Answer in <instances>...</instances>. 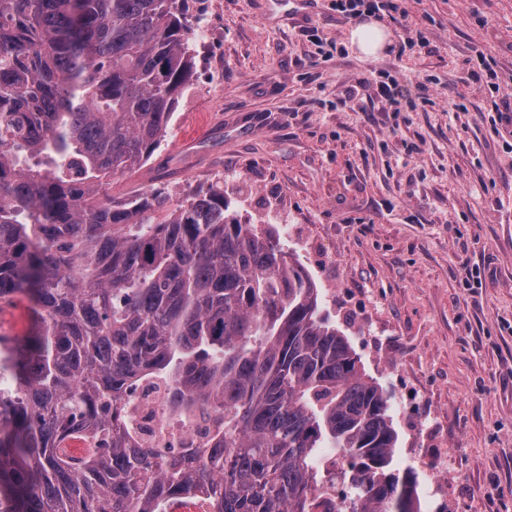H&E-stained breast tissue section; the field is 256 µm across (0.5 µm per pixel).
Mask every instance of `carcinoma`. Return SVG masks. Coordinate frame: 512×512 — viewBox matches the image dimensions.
Returning <instances> with one entry per match:
<instances>
[{
    "label": "carcinoma",
    "instance_id": "cac0c4a2",
    "mask_svg": "<svg viewBox=\"0 0 512 512\" xmlns=\"http://www.w3.org/2000/svg\"><path fill=\"white\" fill-rule=\"evenodd\" d=\"M187 0H0V512H422L389 397L279 236L219 185L175 203L104 181L160 147L194 72ZM224 412L204 448L138 445L143 381ZM90 437L82 463L58 449ZM32 304L27 298H21L2 318L0 336H24L32 322Z\"/></svg>",
    "mask_w": 512,
    "mask_h": 512
}]
</instances>
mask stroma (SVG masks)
Instances as JSON below:
<instances>
[{
  "instance_id": "stroma-1",
  "label": "stroma",
  "mask_w": 512,
  "mask_h": 512,
  "mask_svg": "<svg viewBox=\"0 0 512 512\" xmlns=\"http://www.w3.org/2000/svg\"><path fill=\"white\" fill-rule=\"evenodd\" d=\"M329 3L189 0L194 75L120 190L216 182L242 222L274 227L388 394L397 466L451 457L447 495L420 474L422 512H512V153L465 80L480 44L512 98V0H404L372 58ZM384 71L415 108L384 111L370 86L344 102Z\"/></svg>"
}]
</instances>
